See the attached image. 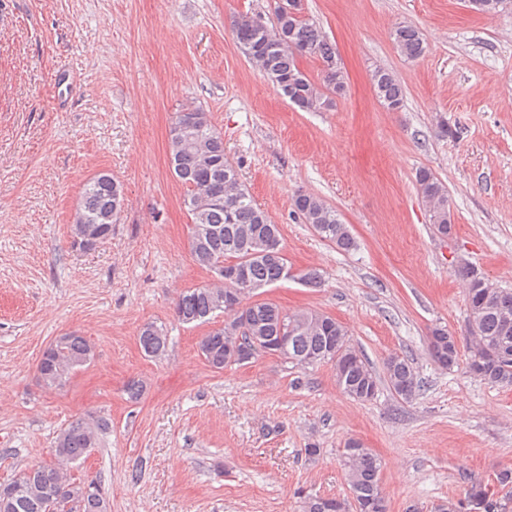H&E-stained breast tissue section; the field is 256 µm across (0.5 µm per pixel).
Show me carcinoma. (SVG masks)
Wrapping results in <instances>:
<instances>
[{
	"label": "carcinoma",
	"instance_id": "carcinoma-1",
	"mask_svg": "<svg viewBox=\"0 0 512 512\" xmlns=\"http://www.w3.org/2000/svg\"><path fill=\"white\" fill-rule=\"evenodd\" d=\"M512 6V0H470L478 13H498ZM234 30L242 53L283 95L302 111H317L333 106V96L345 91L344 73L323 31L300 15L275 9L274 25L256 26V17L240 16ZM393 42L404 57L414 60L425 54L422 32L412 25H400L392 33ZM308 55L321 63L323 83L315 84L298 66L297 55ZM373 91L390 111H398L404 89L396 76L377 68L371 76ZM171 134V170L185 188L184 204L191 215L190 249L193 260L208 270L218 263H236L246 268L250 283L264 288L284 280L288 266L280 246V231L240 181L235 166L224 154V139L213 129L203 110L177 113ZM418 193L425 202L433 230L446 237L454 228L448 205V190L435 175L421 169L416 174ZM122 186L108 173L91 178L82 191L74 226L94 224V240H72V247L90 251L112 236V224L123 205ZM295 212L321 238L348 252L356 246L349 228L337 210L322 198L300 193L293 201ZM466 293L469 347L466 367L479 380L502 388L512 387V289L501 288L481 271L465 267L459 271ZM227 288H194L181 295L175 316L183 324L206 323L216 312L228 321L202 337L199 350L208 365L222 370L232 362L227 352L238 339L264 344L282 332L288 336L287 352L281 359L306 370L323 364L333 366L343 392L356 401H370L379 390V380L364 356L352 346L345 326L337 319L312 310L286 311L278 304L242 298L240 308L227 304ZM246 320L250 335L237 337L231 328ZM139 344L150 358H160L167 350L163 327L147 323L139 331ZM427 347L443 369L460 364L456 336L443 326L431 329ZM94 357L91 343L74 333L57 337L43 351L38 373L47 387H57L75 369ZM389 389L403 401L415 398L421 379L412 360L392 355L385 363ZM109 422L103 417L77 419L57 435L51 460L29 466L9 483L0 484V512H109L107 498L87 491L68 475V468L98 447ZM341 463L350 496H312L303 503V512H386L381 491L382 462L357 440H349ZM497 489L479 481L466 490L471 512H506L512 503V469L497 473Z\"/></svg>",
	"mask_w": 512,
	"mask_h": 512
}]
</instances>
